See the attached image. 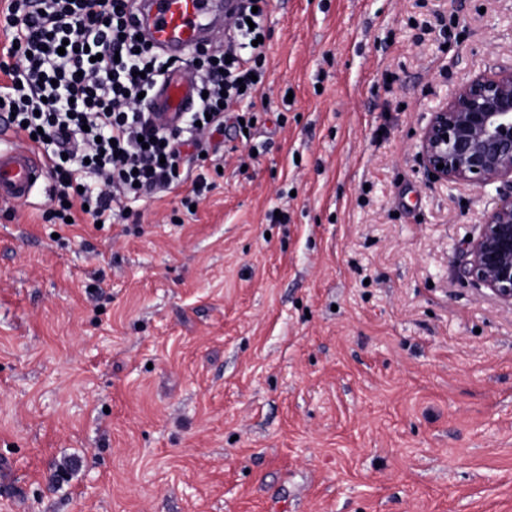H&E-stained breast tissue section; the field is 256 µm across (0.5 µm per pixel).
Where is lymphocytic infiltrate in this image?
I'll return each instance as SVG.
<instances>
[{
  "instance_id": "1",
  "label": "lymphocytic infiltrate",
  "mask_w": 512,
  "mask_h": 512,
  "mask_svg": "<svg viewBox=\"0 0 512 512\" xmlns=\"http://www.w3.org/2000/svg\"><path fill=\"white\" fill-rule=\"evenodd\" d=\"M265 5L241 0L223 49L192 51L204 95L181 125L164 128L152 101L171 62L130 30V0H10L0 110L16 134L48 144L58 219L83 209L107 222L130 200L184 182L183 147L210 152L230 106L251 122L248 103L265 75ZM83 171L101 175L100 186L83 185Z\"/></svg>"
}]
</instances>
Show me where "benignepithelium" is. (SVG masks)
Listing matches in <instances>:
<instances>
[{
	"instance_id": "obj_1",
	"label": "benign epithelium",
	"mask_w": 512,
	"mask_h": 512,
	"mask_svg": "<svg viewBox=\"0 0 512 512\" xmlns=\"http://www.w3.org/2000/svg\"><path fill=\"white\" fill-rule=\"evenodd\" d=\"M418 157L428 178L451 188L496 186L460 274L512 307V68L459 83L421 129Z\"/></svg>"
}]
</instances>
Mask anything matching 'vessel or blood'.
Listing matches in <instances>:
<instances>
[{
	"label": "vessel or blood",
	"instance_id": "vessel-or-blood-1",
	"mask_svg": "<svg viewBox=\"0 0 512 512\" xmlns=\"http://www.w3.org/2000/svg\"><path fill=\"white\" fill-rule=\"evenodd\" d=\"M213 0H135L133 21L138 33L153 46L183 55L206 45L212 33ZM197 86L186 71L168 73L153 105L168 126L181 123L196 96ZM45 163L30 146L0 136V201H25L43 179Z\"/></svg>",
	"mask_w": 512,
	"mask_h": 512
}]
</instances>
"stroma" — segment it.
I'll use <instances>...</instances> for the list:
<instances>
[{
	"instance_id": "35a3bbf8",
	"label": "stroma",
	"mask_w": 512,
	"mask_h": 512,
	"mask_svg": "<svg viewBox=\"0 0 512 512\" xmlns=\"http://www.w3.org/2000/svg\"><path fill=\"white\" fill-rule=\"evenodd\" d=\"M250 137L97 227L0 202V512H512L490 197L416 143L512 0H268Z\"/></svg>"
}]
</instances>
